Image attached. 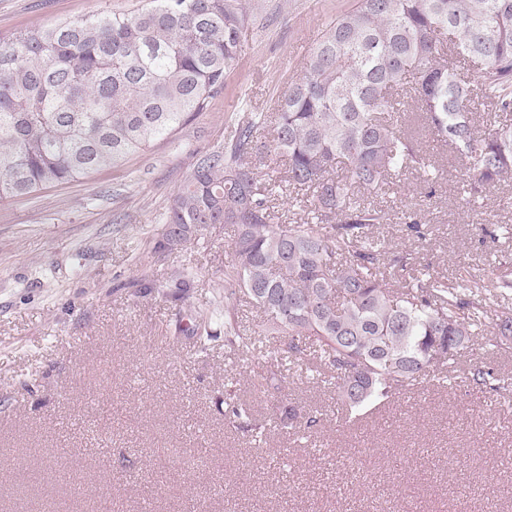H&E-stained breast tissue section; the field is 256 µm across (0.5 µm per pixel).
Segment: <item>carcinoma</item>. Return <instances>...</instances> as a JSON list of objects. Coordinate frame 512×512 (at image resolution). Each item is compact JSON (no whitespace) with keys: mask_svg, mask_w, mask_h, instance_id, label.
Returning a JSON list of instances; mask_svg holds the SVG:
<instances>
[{"mask_svg":"<svg viewBox=\"0 0 512 512\" xmlns=\"http://www.w3.org/2000/svg\"><path fill=\"white\" fill-rule=\"evenodd\" d=\"M246 0H149L134 14L59 20L0 37V202L115 168L177 135L224 91L238 63ZM495 120L479 125L472 94ZM408 98L421 120L394 119ZM427 133L460 155L456 204L480 208L486 186L512 178V0H354L326 24L276 112L238 125L223 148L202 154L178 188L155 244L171 252L212 224L233 228L224 266V345L249 349L262 336L251 386L263 396L290 384L278 359L312 365L336 382L337 409L356 414L444 366L484 332L512 342V313L471 312L487 288L512 291L492 269L456 287L428 270L393 280L411 254L371 236L385 212L358 193L387 192L406 173L434 195ZM268 156L279 176L260 171ZM305 204L278 223L276 190ZM481 243L512 234L479 224ZM261 321L241 329L239 305ZM465 383L512 399V378L470 360ZM281 428L311 430L317 415L274 407ZM224 419L256 430L224 399Z\"/></svg>","mask_w":512,"mask_h":512,"instance_id":"obj_1","label":"carcinoma"}]
</instances>
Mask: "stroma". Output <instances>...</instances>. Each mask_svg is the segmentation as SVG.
Listing matches in <instances>:
<instances>
[{
	"instance_id": "obj_1",
	"label": "stroma",
	"mask_w": 512,
	"mask_h": 512,
	"mask_svg": "<svg viewBox=\"0 0 512 512\" xmlns=\"http://www.w3.org/2000/svg\"><path fill=\"white\" fill-rule=\"evenodd\" d=\"M146 0H0V36L59 19L131 13ZM352 0H252L242 56L224 91L175 137L91 177L0 202V512H512V404L424 380L362 419L336 415V387L296 377L286 392L322 414L311 436L281 429L249 385L251 356L224 346L231 227L186 247L154 246L196 159L240 120L270 111L336 12ZM437 192L408 173L381 205L375 237L449 282L512 255L477 223L512 226V184L458 209L459 156L433 150ZM422 210L425 238L402 213ZM187 279L184 299L173 279ZM205 322L199 349L189 333ZM265 433L224 420V398ZM63 454L79 486L56 477Z\"/></svg>"
}]
</instances>
